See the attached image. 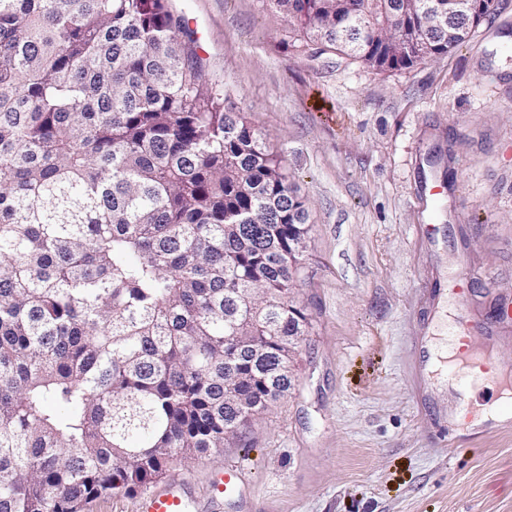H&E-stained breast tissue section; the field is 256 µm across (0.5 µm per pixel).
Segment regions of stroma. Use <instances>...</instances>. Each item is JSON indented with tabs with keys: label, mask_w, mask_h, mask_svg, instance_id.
<instances>
[{
	"label": "stroma",
	"mask_w": 512,
	"mask_h": 512,
	"mask_svg": "<svg viewBox=\"0 0 512 512\" xmlns=\"http://www.w3.org/2000/svg\"><path fill=\"white\" fill-rule=\"evenodd\" d=\"M207 76L277 151L311 231L296 298L311 328L289 395L221 452L171 470L205 495L236 465L253 512H512V421L429 442L407 350L423 282L471 269L469 306L512 298V0L448 55L377 71L294 42L259 0H168ZM442 184L422 196L425 180Z\"/></svg>",
	"instance_id": "1"
}]
</instances>
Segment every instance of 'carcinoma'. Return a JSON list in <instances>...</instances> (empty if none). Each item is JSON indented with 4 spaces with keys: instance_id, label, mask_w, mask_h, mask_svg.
<instances>
[{
    "instance_id": "obj_1",
    "label": "carcinoma",
    "mask_w": 512,
    "mask_h": 512,
    "mask_svg": "<svg viewBox=\"0 0 512 512\" xmlns=\"http://www.w3.org/2000/svg\"><path fill=\"white\" fill-rule=\"evenodd\" d=\"M358 2L382 27L405 0ZM339 11L289 21L369 68L424 60L408 29L352 49ZM186 36L166 0H0V512H86L220 451L311 326L288 272L309 207Z\"/></svg>"
}]
</instances>
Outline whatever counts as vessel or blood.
Here are the masks:
<instances>
[{
  "mask_svg": "<svg viewBox=\"0 0 512 512\" xmlns=\"http://www.w3.org/2000/svg\"><path fill=\"white\" fill-rule=\"evenodd\" d=\"M457 323V340L462 358L448 369V379L454 385H462L474 378L485 382L512 380V365L494 359L491 351L503 335L512 334V310L497 309L493 318L481 319L472 316L468 307H461ZM428 339H420L411 348L410 371L415 397H423L429 386ZM428 438L441 447L457 448L463 441L447 422L434 421L428 430ZM241 469L230 467L212 482L207 494L210 505L233 503L236 512H251V504L244 488ZM200 503L182 482H169L146 493L140 512H199Z\"/></svg>",
  "mask_w": 512,
  "mask_h": 512,
  "instance_id": "b4317fda",
  "label": "vessel or blood"
}]
</instances>
